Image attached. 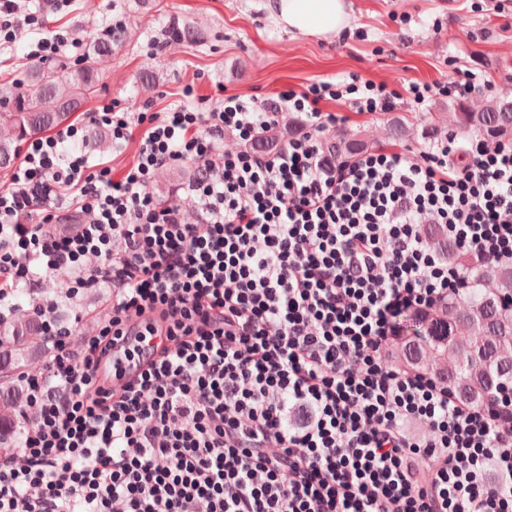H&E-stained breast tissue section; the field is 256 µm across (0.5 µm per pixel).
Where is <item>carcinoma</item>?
Listing matches in <instances>:
<instances>
[{
	"mask_svg": "<svg viewBox=\"0 0 512 512\" xmlns=\"http://www.w3.org/2000/svg\"><path fill=\"white\" fill-rule=\"evenodd\" d=\"M171 35L192 45L194 27L185 22L174 25ZM124 32L94 39L93 51L77 60L76 71L69 72L63 62H42L13 89H4L0 103L7 106L5 121L0 124V169L10 168L16 159L19 143L45 134L71 121L80 107L97 91V58L108 55L112 43ZM419 118L394 117L387 120L389 139L402 140L409 125ZM430 126L443 123L459 131L475 132L491 142L512 140V98H493L475 110L464 102H455L446 112L427 117ZM293 126H274L261 132L254 141L259 147L274 148ZM369 142L360 130L349 131L326 141L327 155L338 161H352L368 152ZM425 232L432 243L448 256L463 262L464 254L448 239L440 225L429 224ZM470 287L448 298L441 323L430 333L416 332L402 345V363L419 367L426 353L432 352L442 366L434 372L456 395L478 405L492 392L512 384V317L503 308L505 295H512V266L470 264ZM496 278L501 291L482 288V282ZM49 343L45 328L36 318L0 328V447L19 443L21 433L14 429L16 406L25 399L23 389L12 384L15 373L30 365L27 353H47Z\"/></svg>",
	"mask_w": 512,
	"mask_h": 512,
	"instance_id": "cac0c4a2",
	"label": "carcinoma"
}]
</instances>
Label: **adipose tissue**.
<instances>
[{"label": "adipose tissue", "instance_id": "obj_1", "mask_svg": "<svg viewBox=\"0 0 512 512\" xmlns=\"http://www.w3.org/2000/svg\"><path fill=\"white\" fill-rule=\"evenodd\" d=\"M266 8L279 26L303 36L333 39L352 24L346 0H268Z\"/></svg>", "mask_w": 512, "mask_h": 512}]
</instances>
